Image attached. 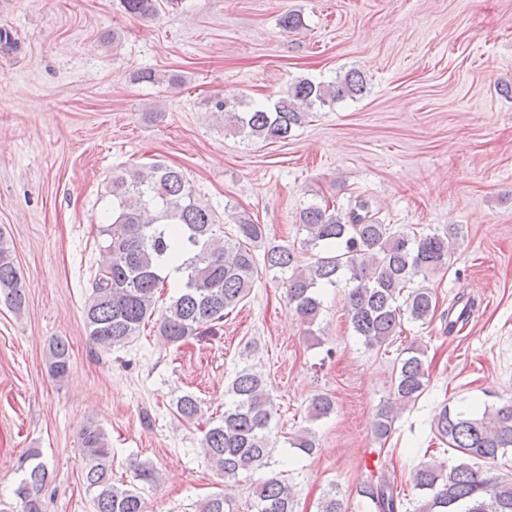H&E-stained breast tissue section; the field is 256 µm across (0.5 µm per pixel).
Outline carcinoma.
<instances>
[{
    "mask_svg": "<svg viewBox=\"0 0 512 512\" xmlns=\"http://www.w3.org/2000/svg\"><path fill=\"white\" fill-rule=\"evenodd\" d=\"M132 16L148 18L157 0H122ZM364 91L358 71L346 73L335 83L323 85L308 79L293 82L269 100L237 108L226 99L214 109L227 116L231 130L246 140L286 139L302 126L315 105L353 98ZM112 223L99 227L104 258L91 274L90 294L84 306L90 340L102 352L123 346L155 320L159 339L177 346L196 336H213L224 322V312L237 307L250 294L259 267L255 249L265 243L266 226L240 211L232 215L236 233L219 237L213 210L199 205L195 190L182 172L161 162L112 173ZM307 233L303 247L314 261L300 269L293 250L274 245L264 252V269L288 271V303L307 326H313L322 310L319 289L351 283L346 296L349 322L369 349H380L399 333L404 321L430 322L438 309L429 276L448 269L452 231L444 234L399 231L380 222L365 200L348 211L312 204L300 214ZM182 274L178 293L158 307L157 293L165 288V272L171 262ZM27 303L21 270L8 239L0 233V304L15 313ZM425 351L410 345L397 359L391 373L390 397L378 409L373 433L386 440L399 410L424 393L428 373ZM52 376L62 379L70 370V345L58 338L49 348ZM229 402L217 423L202 438L207 464L236 482L239 475L270 466L275 442L271 439L274 404L267 381L247 366L235 373L227 389ZM334 401L323 394L311 402V416L326 417ZM175 415L194 424L204 417L200 401L189 394L175 403ZM435 435L466 461L447 469L426 461L413 471L412 482L421 492L414 512H512V478L487 477L472 461L493 463L512 449V402L483 412L441 407L432 420ZM291 447L304 454L315 448L309 429L297 434ZM83 460L81 478L90 495L92 512H146V489L158 483L153 465L141 462L132 481L112 479V448L103 428L88 423L79 435ZM40 452L26 478L15 489L22 512H43L42 492L48 468ZM360 494L374 512H399V492L385 476L370 477ZM250 512H294V491L288 480L272 476L253 491ZM235 501L219 491L196 504L195 512H237ZM318 512H346L343 499L331 488L321 498Z\"/></svg>",
    "mask_w": 512,
    "mask_h": 512,
    "instance_id": "1",
    "label": "carcinoma"
}]
</instances>
